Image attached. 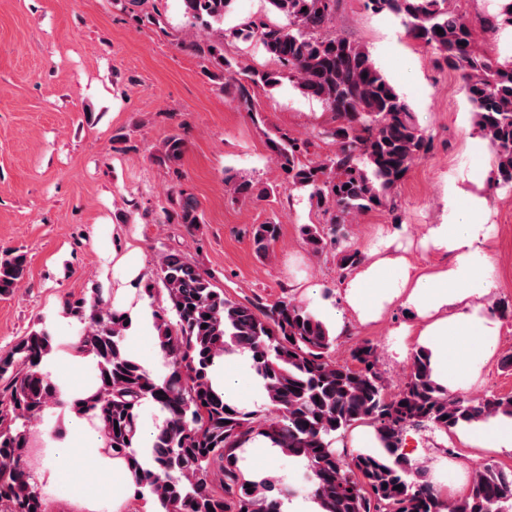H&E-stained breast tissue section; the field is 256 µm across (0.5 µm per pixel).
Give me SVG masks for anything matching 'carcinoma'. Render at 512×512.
<instances>
[{
    "label": "carcinoma",
    "instance_id": "obj_1",
    "mask_svg": "<svg viewBox=\"0 0 512 512\" xmlns=\"http://www.w3.org/2000/svg\"><path fill=\"white\" fill-rule=\"evenodd\" d=\"M268 2L288 24L247 20L224 30L231 0H182L189 25L210 33L209 40H193L188 47L224 66L241 103L249 102L247 83L276 87L287 79L331 113L332 125L320 135L335 149L318 162L301 160L306 140L281 133L268 144L288 183L308 192L328 216L324 224L301 227L310 252L334 249L339 270L350 272L363 256L347 244L349 224L367 211L395 208V188L429 154L432 139L415 125L408 104L369 52L332 30L339 0ZM499 2L496 14L480 20L482 29L512 28V0ZM368 6L398 16L410 37L435 51L440 68L458 74L476 132L493 154L488 182L511 188L512 60L478 55L474 23L452 9L450 0H368ZM254 38L277 68L260 71L224 57L225 40ZM184 149L183 139L172 135L163 159L177 162ZM224 182L235 199L267 194L248 180ZM173 204L177 223L190 229L203 223L193 198L182 195ZM279 236L275 222L254 227L255 253L267 256ZM27 272L25 253L12 250L0 257V296L13 294ZM157 275L168 302L153 313L159 375L127 353V312L100 293L66 302L68 314L81 324L69 347L93 357L98 368L94 392L74 402L73 410L98 424L103 452L126 462L135 492L148 495L154 512H281L282 500L293 491L271 496L270 478L249 477L241 468V452L258 437L282 456L304 461L309 495L322 512H512V468L487 461L472 471L465 494L452 497L432 481L428 465L402 449L409 430L446 434L498 415L512 418V394L475 402L449 391L433 379L431 351L419 346L410 354L404 388L391 395L375 347L363 342L351 362H337L336 335L303 302L232 300L178 252L161 254ZM61 348L53 331L42 326L0 352V512H47V498L28 464L35 457L30 424L65 405L44 371L47 356ZM233 353L249 355L266 392V402L255 409L225 401L213 387L216 359ZM147 403L164 420L152 447L139 448ZM359 424L374 427L381 450L336 447Z\"/></svg>",
    "mask_w": 512,
    "mask_h": 512
}]
</instances>
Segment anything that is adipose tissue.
<instances>
[{
    "mask_svg": "<svg viewBox=\"0 0 512 512\" xmlns=\"http://www.w3.org/2000/svg\"><path fill=\"white\" fill-rule=\"evenodd\" d=\"M461 195L458 187L449 186L447 220L428 229V241L446 257L444 265L417 272L404 259L381 256L374 245L368 249L372 262L360 265L342 282L345 313L363 323L374 321L387 305L403 298L423 320L419 340L433 353L439 381L453 390L467 388L476 374L470 339L492 349L500 336V324L490 319L484 303L493 286L484 251L488 228L479 219L485 200L474 196L463 206ZM460 439L476 448L512 450V420L498 417L470 425ZM101 447L98 432L81 415L70 414L67 433L52 442L39 482L52 483L63 473L93 467L111 474L113 504L124 502L131 486L129 472L122 460L104 456Z\"/></svg>",
    "mask_w": 512,
    "mask_h": 512,
    "instance_id": "adipose-tissue-1",
    "label": "adipose tissue"
}]
</instances>
